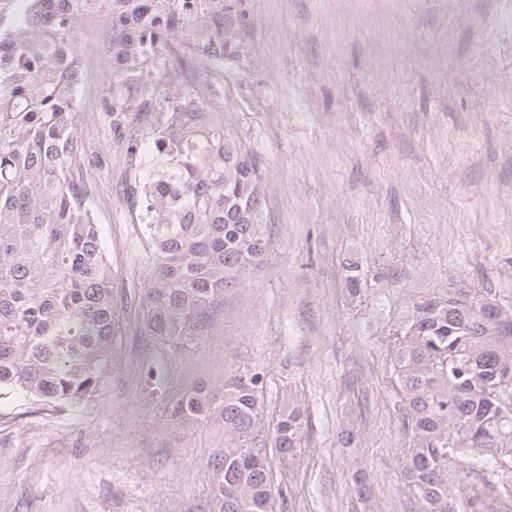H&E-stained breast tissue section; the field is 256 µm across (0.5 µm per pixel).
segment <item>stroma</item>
Masks as SVG:
<instances>
[{"label":"stroma","instance_id":"35a3bbf8","mask_svg":"<svg viewBox=\"0 0 512 512\" xmlns=\"http://www.w3.org/2000/svg\"><path fill=\"white\" fill-rule=\"evenodd\" d=\"M238 52L160 47L137 82L198 89L257 162L267 261L224 297L185 382L261 373L267 429L308 419L293 461L270 453L277 512H418L401 477L388 350L414 303L449 289L512 306V0H233ZM107 8L76 32L79 136L116 288L143 300L142 200L105 124L116 82ZM368 272L360 292L349 264ZM148 348L128 324L97 401L0 405V512H195L222 435L173 429ZM367 477L358 492L355 471Z\"/></svg>","mask_w":512,"mask_h":512}]
</instances>
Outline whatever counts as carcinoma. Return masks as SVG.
Listing matches in <instances>:
<instances>
[{"mask_svg": "<svg viewBox=\"0 0 512 512\" xmlns=\"http://www.w3.org/2000/svg\"><path fill=\"white\" fill-rule=\"evenodd\" d=\"M98 0H13L0 17V401L31 408L95 401L116 369L124 310L112 281L76 101L77 18ZM110 54L121 80L101 103L110 129L128 138L130 170L142 179L150 287L140 335L161 385L173 363L200 348L224 312V293L262 265L269 241L259 224L264 189L255 160L224 132V118L193 93L164 82L138 87L125 75L158 43L191 35L201 52L235 54L233 5L226 0H106ZM149 153L156 167L143 173ZM471 292L427 299L394 330L390 363L409 441L402 466L420 512H495L512 483V308L474 309ZM258 372L218 388L195 383L158 409L172 425L217 423L220 476L200 512H273ZM305 410L285 409L273 444L294 459ZM469 490L464 501L459 491Z\"/></svg>", "mask_w": 512, "mask_h": 512, "instance_id": "carcinoma-1", "label": "carcinoma"}]
</instances>
